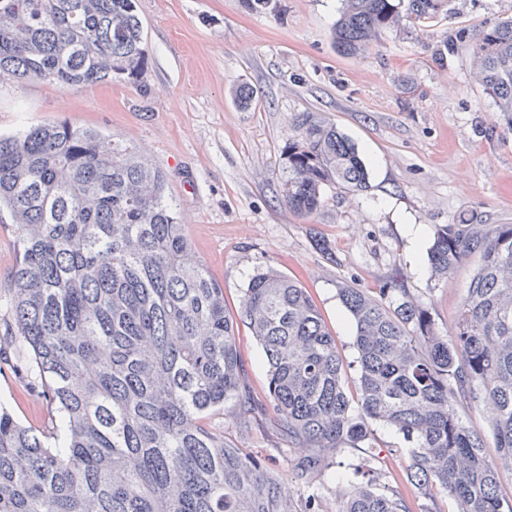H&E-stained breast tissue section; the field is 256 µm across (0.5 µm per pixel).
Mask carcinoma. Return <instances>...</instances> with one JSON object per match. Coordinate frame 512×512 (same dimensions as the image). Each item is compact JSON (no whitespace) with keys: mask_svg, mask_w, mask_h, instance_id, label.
Returning a JSON list of instances; mask_svg holds the SVG:
<instances>
[{"mask_svg":"<svg viewBox=\"0 0 512 512\" xmlns=\"http://www.w3.org/2000/svg\"><path fill=\"white\" fill-rule=\"evenodd\" d=\"M443 0H342L336 51L361 54L388 29L422 26ZM473 74L512 130V16L472 36ZM148 49L136 0H0V75L62 89L142 82ZM281 195L317 212L330 188H368L355 144L317 112L291 122ZM165 175L133 146L92 127L49 121L0 134V224L17 229L0 355L41 382L59 426H23L0 407V512H325L314 479L369 438L368 421L412 443L408 481L458 512H512L484 434L459 407L482 405L512 460V224H448L428 250L446 279L480 262L456 326L428 309L346 285L358 398L336 337L306 288L254 274L236 313L194 255ZM246 326L268 369L277 428L307 449L294 492L268 463L208 422L226 406L247 431L258 401L236 332ZM336 512H411L396 491L351 483Z\"/></svg>","mask_w":512,"mask_h":512,"instance_id":"carcinoma-1","label":"carcinoma"}]
</instances>
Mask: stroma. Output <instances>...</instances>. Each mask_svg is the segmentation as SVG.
I'll return each instance as SVG.
<instances>
[{
    "instance_id": "stroma-1",
    "label": "stroma",
    "mask_w": 512,
    "mask_h": 512,
    "mask_svg": "<svg viewBox=\"0 0 512 512\" xmlns=\"http://www.w3.org/2000/svg\"><path fill=\"white\" fill-rule=\"evenodd\" d=\"M137 0L148 47L144 84L114 80L63 89L0 76V132L46 121L98 128L133 143L166 175V191L198 259L236 311L250 277L272 267L298 280L354 363L355 327L339 290L397 288L426 306L440 334L451 332L476 258L445 280L430 273L426 250L446 224H512V130L476 82L468 37L512 15V0H446L424 27L384 31L362 55L331 41L341 0ZM451 41L443 63L432 52ZM256 90L249 109L237 85ZM318 112L357 146L369 172L363 192L328 190L309 217L290 212L279 187L290 120ZM332 247L328 261L312 233ZM238 343L246 380L267 395L261 350L247 328ZM0 405L23 425L49 429L51 407L30 377L0 363ZM226 439L261 455L293 484L304 451L267 424L241 434L228 412L212 418ZM370 444L345 448L315 483L333 508L367 452L379 481L413 512L425 498L407 480L410 447L395 429L370 423Z\"/></svg>"
}]
</instances>
